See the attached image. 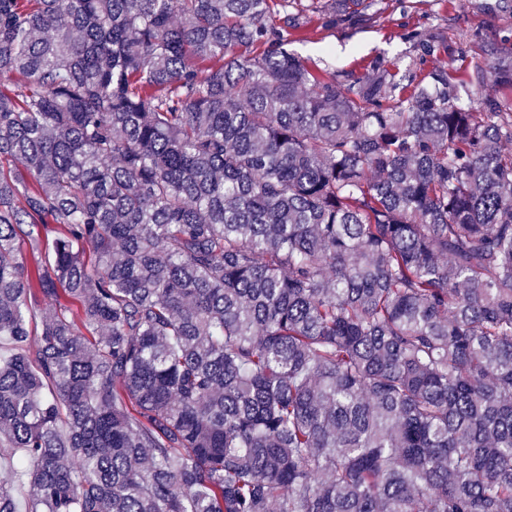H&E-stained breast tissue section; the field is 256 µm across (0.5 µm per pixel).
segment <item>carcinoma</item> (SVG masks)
Returning <instances> with one entry per match:
<instances>
[{"mask_svg": "<svg viewBox=\"0 0 512 512\" xmlns=\"http://www.w3.org/2000/svg\"><path fill=\"white\" fill-rule=\"evenodd\" d=\"M303 26L298 0H0L25 512H512V112L441 68L316 71Z\"/></svg>", "mask_w": 512, "mask_h": 512, "instance_id": "carcinoma-1", "label": "carcinoma"}]
</instances>
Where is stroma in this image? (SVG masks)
<instances>
[{
	"label": "stroma",
	"mask_w": 512,
	"mask_h": 512,
	"mask_svg": "<svg viewBox=\"0 0 512 512\" xmlns=\"http://www.w3.org/2000/svg\"><path fill=\"white\" fill-rule=\"evenodd\" d=\"M325 0H302L307 22L288 38V50L309 66H329L364 74L369 62L380 57L394 69L441 67L471 111H480L486 97L512 100V91L494 79L468 84L477 65L501 59L512 63V0H373L374 20L365 26L337 23L322 28L317 9ZM431 35L441 46L427 62H420L410 40L412 33Z\"/></svg>",
	"instance_id": "stroma-1"
}]
</instances>
